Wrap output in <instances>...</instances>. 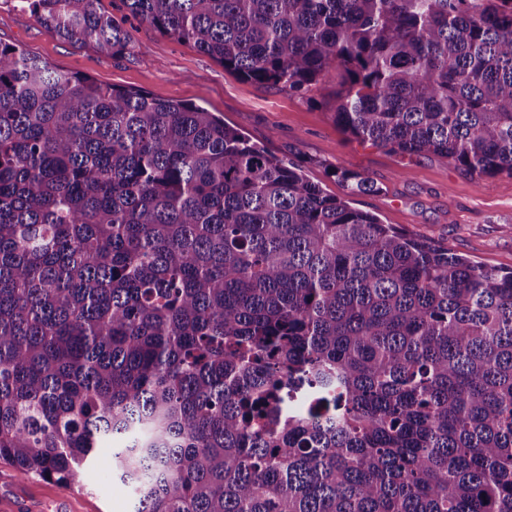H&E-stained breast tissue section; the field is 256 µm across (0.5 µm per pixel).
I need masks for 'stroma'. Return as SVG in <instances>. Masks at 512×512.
Returning <instances> with one entry per match:
<instances>
[{
    "instance_id": "35a3bbf8",
    "label": "stroma",
    "mask_w": 512,
    "mask_h": 512,
    "mask_svg": "<svg viewBox=\"0 0 512 512\" xmlns=\"http://www.w3.org/2000/svg\"><path fill=\"white\" fill-rule=\"evenodd\" d=\"M131 43L113 57L94 46L74 45L45 31L14 0H0V42L15 45L61 70L91 76L98 84L190 101L222 118L270 153L299 165L323 191L375 215L381 223L447 247L472 261L512 269V176H478L432 153L400 156L349 138L333 118L342 72L306 93L259 85L227 73L193 45L131 19ZM369 176L370 194H349L335 172ZM97 449L74 491L64 485L19 478L0 460V500L15 512H133L132 491L112 476V450Z\"/></svg>"
}]
</instances>
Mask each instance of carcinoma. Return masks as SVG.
Segmentation results:
<instances>
[{
	"mask_svg": "<svg viewBox=\"0 0 512 512\" xmlns=\"http://www.w3.org/2000/svg\"><path fill=\"white\" fill-rule=\"evenodd\" d=\"M15 2L130 44L98 0ZM122 3L236 77L342 70L352 138L512 175V0ZM114 434L136 512H512V270L0 43V459L69 484Z\"/></svg>",
	"mask_w": 512,
	"mask_h": 512,
	"instance_id": "cac0c4a2",
	"label": "carcinoma"
}]
</instances>
